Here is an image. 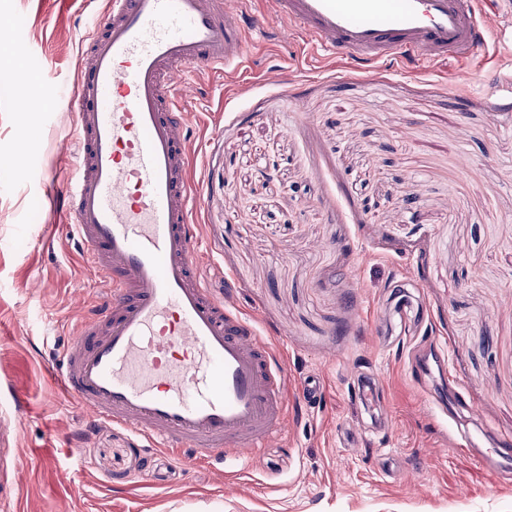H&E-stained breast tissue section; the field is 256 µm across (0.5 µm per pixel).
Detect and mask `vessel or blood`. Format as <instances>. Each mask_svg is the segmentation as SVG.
I'll return each mask as SVG.
<instances>
[{
	"mask_svg": "<svg viewBox=\"0 0 512 512\" xmlns=\"http://www.w3.org/2000/svg\"><path fill=\"white\" fill-rule=\"evenodd\" d=\"M108 0L86 34L72 102L75 176L52 172L57 198L103 293L54 361L65 397L96 422L133 432L165 461L218 468L282 429L288 372L269 342L198 272L202 194L189 175L187 109L174 90L241 66L266 18L329 56L367 67L444 62L484 49L512 25L479 0ZM298 394L318 404L320 377Z\"/></svg>",
	"mask_w": 512,
	"mask_h": 512,
	"instance_id": "vessel-or-blood-1",
	"label": "vessel or blood"
}]
</instances>
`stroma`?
I'll use <instances>...</instances> for the list:
<instances>
[{
	"label": "stroma",
	"instance_id": "obj_1",
	"mask_svg": "<svg viewBox=\"0 0 512 512\" xmlns=\"http://www.w3.org/2000/svg\"><path fill=\"white\" fill-rule=\"evenodd\" d=\"M105 10L0 0L14 20L0 26V158L31 147L29 178L0 166V512H512V485L480 460L512 435V110L486 93L512 49L491 39L461 61L368 75L305 56L295 34L255 42L223 92L198 81L186 137L209 193L194 217L201 275L233 290L292 383L319 375L325 395L307 408L289 393L248 480L188 462L145 484L142 439L91 421L46 370L99 297L44 175L72 168L81 41ZM17 41L26 58L6 54ZM18 71L41 111H15ZM404 298L437 340L422 385L390 314ZM363 373L376 406L351 400ZM433 400L468 446L434 426Z\"/></svg>",
	"mask_w": 512,
	"mask_h": 512
}]
</instances>
